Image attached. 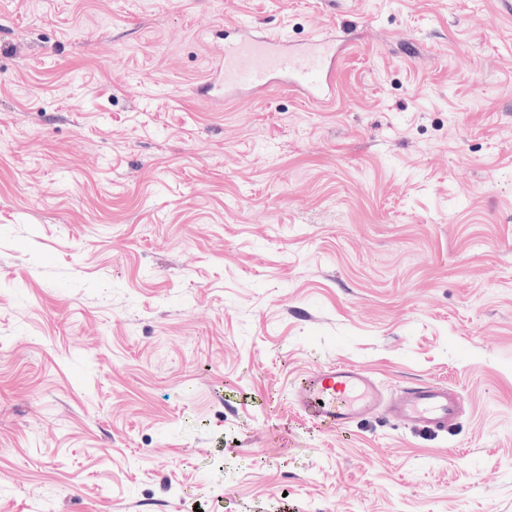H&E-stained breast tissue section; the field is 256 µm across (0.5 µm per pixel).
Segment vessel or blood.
Masks as SVG:
<instances>
[{"instance_id": "1", "label": "vessel or blood", "mask_w": 512, "mask_h": 512, "mask_svg": "<svg viewBox=\"0 0 512 512\" xmlns=\"http://www.w3.org/2000/svg\"><path fill=\"white\" fill-rule=\"evenodd\" d=\"M230 31L221 53L225 100L240 93L261 98L281 83L311 103L334 99L337 50L352 41L347 27L301 42L242 21L231 23ZM294 398L316 426L339 434L374 414L420 429L444 431L462 412L460 395L445 386L423 384L390 398L373 377L345 363L330 364L301 379Z\"/></svg>"}]
</instances>
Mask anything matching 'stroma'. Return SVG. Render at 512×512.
I'll use <instances>...</instances> for the list:
<instances>
[{
    "label": "stroma",
    "mask_w": 512,
    "mask_h": 512,
    "mask_svg": "<svg viewBox=\"0 0 512 512\" xmlns=\"http://www.w3.org/2000/svg\"><path fill=\"white\" fill-rule=\"evenodd\" d=\"M357 32L321 107L224 26ZM344 362L464 410L344 435ZM512 512L501 0H0V512ZM294 398L316 426L337 434L374 414L420 429L444 431L462 412L460 395L445 386L423 384L388 398L373 377L346 363L330 364L301 379Z\"/></svg>",
    "instance_id": "35a3bbf8"
}]
</instances>
